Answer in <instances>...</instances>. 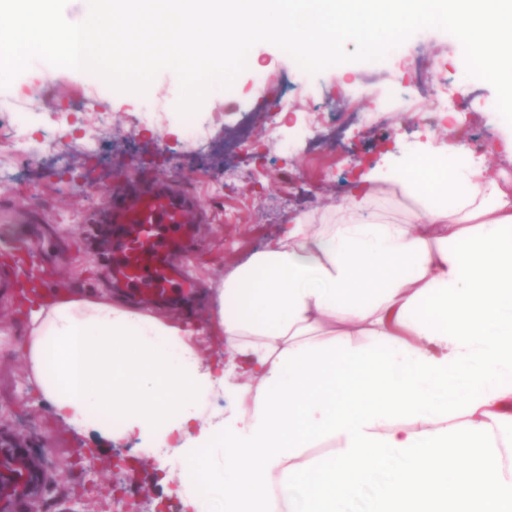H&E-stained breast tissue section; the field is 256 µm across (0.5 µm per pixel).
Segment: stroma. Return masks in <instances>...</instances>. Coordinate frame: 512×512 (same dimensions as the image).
I'll list each match as a JSON object with an SVG mask.
<instances>
[{
	"mask_svg": "<svg viewBox=\"0 0 512 512\" xmlns=\"http://www.w3.org/2000/svg\"><path fill=\"white\" fill-rule=\"evenodd\" d=\"M45 86L40 99L30 92ZM464 102L456 121L436 119L426 125L417 115L429 111L436 96ZM0 97L20 102L29 116L27 132L36 140L78 142L99 132L100 161L71 156L81 173L78 183L59 176L61 162L52 153L8 179L0 180V267L41 272L46 288L142 306L151 313L184 323L204 363L223 361V335H211L213 292L227 274L245 263L267 241L278 237L296 217L321 232L355 221L346 196L353 182L375 166L427 140L441 143L456 136L467 145L481 144L483 175L512 188V125L496 109V94L485 81L469 76L460 41L440 29H423L377 62L345 63L312 75L277 47L257 46L252 64L230 87H213L194 119L200 141L186 142L181 125L172 122L180 84L176 74L161 71L145 93L84 91V73L34 61ZM82 99L80 111L70 109ZM153 112L139 120L143 104ZM177 159L166 169L164 157ZM152 171L182 184L208 215L191 228L184 277L197 290L194 302L169 305L130 296L113 286L104 252L87 249L85 221L111 202V186L126 169ZM415 200L388 182L372 189L371 213L377 220L406 223ZM17 288L0 290V441L35 453L47 463L37 493L18 502L17 512H124L144 487L168 499L172 512H184L176 492L181 467L158 458L140 440L110 441L90 431L75 434L59 420L31 386L30 368L18 345L26 333L25 316L16 312ZM97 449L109 465L115 448L130 459L152 460V467L125 471L122 499H113L89 462H77L79 446Z\"/></svg>",
	"mask_w": 512,
	"mask_h": 512,
	"instance_id": "stroma-1",
	"label": "stroma"
}]
</instances>
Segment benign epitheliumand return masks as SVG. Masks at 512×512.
I'll return each mask as SVG.
<instances>
[{
  "instance_id": "obj_1",
  "label": "benign epithelium",
  "mask_w": 512,
  "mask_h": 512,
  "mask_svg": "<svg viewBox=\"0 0 512 512\" xmlns=\"http://www.w3.org/2000/svg\"><path fill=\"white\" fill-rule=\"evenodd\" d=\"M43 465L44 457L21 446L0 449V512H14L16 501L37 490Z\"/></svg>"
}]
</instances>
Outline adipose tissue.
<instances>
[{"label": "adipose tissue", "instance_id": "adipose-tissue-1", "mask_svg": "<svg viewBox=\"0 0 512 512\" xmlns=\"http://www.w3.org/2000/svg\"><path fill=\"white\" fill-rule=\"evenodd\" d=\"M482 164L453 139L372 169L358 221L296 219L218 288L220 369L148 311L31 294L37 392L177 459L187 512H512V193ZM383 179L408 223L367 216Z\"/></svg>", "mask_w": 512, "mask_h": 512}]
</instances>
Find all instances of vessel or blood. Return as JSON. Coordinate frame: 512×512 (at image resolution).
Here are the masks:
<instances>
[{"label": "vessel or blood", "mask_w": 512, "mask_h": 512, "mask_svg": "<svg viewBox=\"0 0 512 512\" xmlns=\"http://www.w3.org/2000/svg\"><path fill=\"white\" fill-rule=\"evenodd\" d=\"M112 207L91 220L93 240H116L110 256L112 282L134 292L149 291L156 300L183 298L185 280L176 262L184 253L187 225L206 216L188 194L170 188L150 172L112 188Z\"/></svg>", "instance_id": "obj_1"}]
</instances>
